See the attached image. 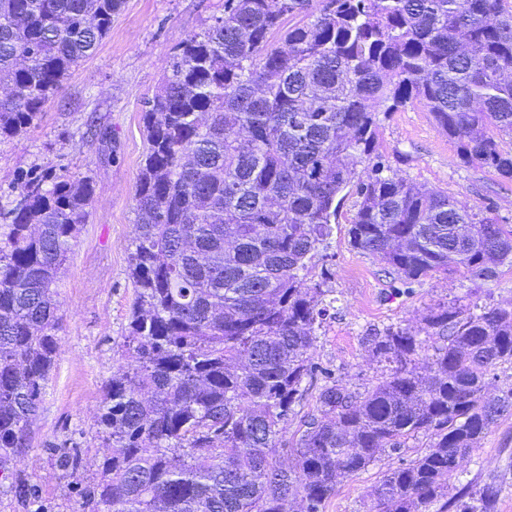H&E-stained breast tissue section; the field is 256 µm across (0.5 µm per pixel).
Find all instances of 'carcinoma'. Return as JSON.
Wrapping results in <instances>:
<instances>
[{
  "mask_svg": "<svg viewBox=\"0 0 512 512\" xmlns=\"http://www.w3.org/2000/svg\"><path fill=\"white\" fill-rule=\"evenodd\" d=\"M123 5L0 0V140L27 132ZM414 102L460 163L512 180V0H224L175 49L142 113L137 301L126 370L97 417L112 457L89 492L102 512H288L297 496L323 512L342 479L422 432L433 443L385 475L375 512H496L494 480L448 491L512 408V388L484 397L490 372L512 364L511 305L438 302L420 326L374 332L367 346L389 373L362 392L310 354L336 299L306 278L351 195L349 242L398 294L452 267L490 279L512 260L495 218L377 151L383 120ZM93 196L87 176H35L0 211L3 465L29 444L58 354L53 286ZM314 388L286 469L276 445Z\"/></svg>",
  "mask_w": 512,
  "mask_h": 512,
  "instance_id": "1",
  "label": "carcinoma"
}]
</instances>
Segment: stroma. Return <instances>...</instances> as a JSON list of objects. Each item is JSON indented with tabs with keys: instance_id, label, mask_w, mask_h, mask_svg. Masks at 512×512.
Segmentation results:
<instances>
[{
	"instance_id": "obj_1",
	"label": "stroma",
	"mask_w": 512,
	"mask_h": 512,
	"mask_svg": "<svg viewBox=\"0 0 512 512\" xmlns=\"http://www.w3.org/2000/svg\"><path fill=\"white\" fill-rule=\"evenodd\" d=\"M223 10L224 0H125L109 34L69 72L35 124L24 135L0 141L1 207L13 199L21 174L31 171H68L91 177L95 187L87 222L56 283L62 317L56 364L30 427V444L6 466L7 474L21 475L36 495L21 501L0 482V512H97L88 491L112 444L99 434L96 420L106 381L125 365L124 336L135 298L129 265L135 197L148 149L144 103L168 72L174 47L205 31ZM377 149L413 181L477 210L493 207L499 224L512 230V182L462 165L453 143L420 104L383 122ZM352 215L351 203H344L327 262L326 285L336 311L324 321L312 351L314 361L331 366L348 386L376 383L387 372L365 347L369 333L390 324H420L428 307L440 301L512 304L511 263L488 281L461 269L427 276L412 294H391L383 263L349 243ZM431 442L430 435L420 434L401 453L379 455L339 484L324 512H372L384 475ZM74 450L81 467L64 469L62 456ZM490 480L502 487L497 512H512V411L498 418L458 469L459 483Z\"/></svg>"
}]
</instances>
